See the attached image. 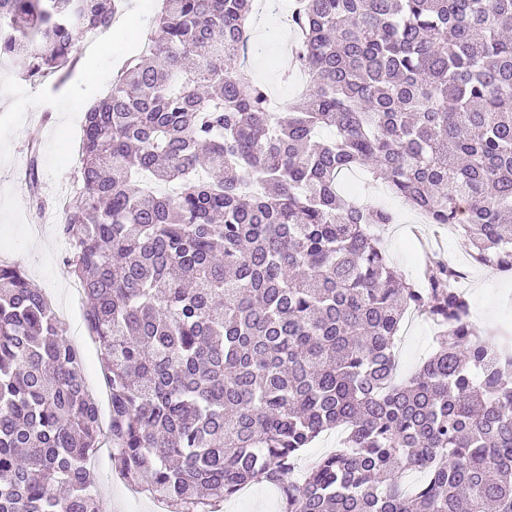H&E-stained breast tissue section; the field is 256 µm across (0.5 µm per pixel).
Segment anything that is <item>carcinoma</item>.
<instances>
[{
	"label": "carcinoma",
	"mask_w": 512,
	"mask_h": 512,
	"mask_svg": "<svg viewBox=\"0 0 512 512\" xmlns=\"http://www.w3.org/2000/svg\"><path fill=\"white\" fill-rule=\"evenodd\" d=\"M118 4L0 0V56L63 74ZM252 9L163 0L84 113L62 233L108 427L44 292L0 263V512H98L104 439L167 512L261 483L281 512H512V353L479 335L455 266L436 255L423 287L406 281L371 232L392 214L337 192L363 168L512 272V0H297L310 85L276 109L239 65ZM410 310L438 332L400 383ZM343 437V433L340 430H336L331 433L324 434L316 440L302 455L300 468L298 469L299 471H296L295 478L300 476V470L309 467L315 460L325 455L333 448H336Z\"/></svg>",
	"instance_id": "1"
}]
</instances>
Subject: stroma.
Here are the masks:
<instances>
[{
  "label": "stroma",
  "instance_id": "1",
  "mask_svg": "<svg viewBox=\"0 0 512 512\" xmlns=\"http://www.w3.org/2000/svg\"><path fill=\"white\" fill-rule=\"evenodd\" d=\"M293 0H279L278 13L265 11L252 20L257 47L252 57L255 76L268 87L273 99L297 96L295 76L285 65L273 64L274 56L286 55L281 36L288 32ZM132 38L113 39L111 50L86 48L65 76L51 75L26 80L16 74L9 60L0 59V261L20 265L60 308L64 334L88 355L85 378L91 388L101 386L100 359L83 318L82 299L70 296L67 285L75 277L66 263L67 244L59 223L44 224L42 212L54 210L60 193H76L73 151L81 146L79 122L89 106L108 89L115 74L135 54ZM360 185L362 204L388 210L394 222L382 234V243L406 280L417 283L432 250L457 264H470L469 246L460 233L441 228L433 231L419 223L416 213L384 184L369 181L363 171L342 177V194ZM463 286L472 306L473 319L486 334L512 333V273L485 271L470 265ZM434 326L418 318L413 328L400 331L396 356L400 376L414 372L433 349ZM99 483V512H153L152 498L134 493L112 471L107 448L95 458Z\"/></svg>",
  "mask_w": 512,
  "mask_h": 512
}]
</instances>
